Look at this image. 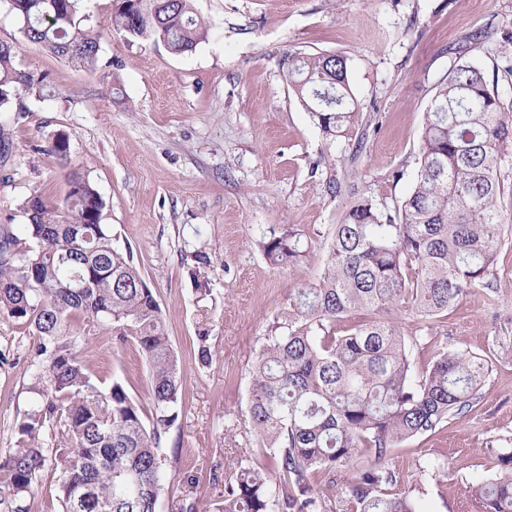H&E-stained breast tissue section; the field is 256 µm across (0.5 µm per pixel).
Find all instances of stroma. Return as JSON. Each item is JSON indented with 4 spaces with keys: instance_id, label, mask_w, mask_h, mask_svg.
Masks as SVG:
<instances>
[{
    "instance_id": "stroma-1",
    "label": "stroma",
    "mask_w": 512,
    "mask_h": 512,
    "mask_svg": "<svg viewBox=\"0 0 512 512\" xmlns=\"http://www.w3.org/2000/svg\"><path fill=\"white\" fill-rule=\"evenodd\" d=\"M82 6L101 31L92 72L24 41L17 17L0 9V41L19 44L15 64L36 80L17 109L0 112L11 145L0 158V223H26L21 204L35 191L65 195L47 147L67 134L71 159L94 182L118 242L131 245L181 362L183 411L169 436L179 450L168 458L157 512H176L185 498L215 512L237 461L273 469L247 406L255 356L290 289L317 282L349 191L388 206L409 194L450 49L476 29L512 27V0H192L209 30L181 55L112 29V0ZM289 51L347 57L370 118L360 151L323 137L281 65ZM291 226L307 257L280 269L260 242ZM494 286L497 302L469 293L426 332L416 314L396 316L416 370L434 344L492 365L469 408L383 461L400 476L395 493L422 512H483L476 484L512 450V240L499 252ZM202 333L213 356L206 367L195 356ZM32 341L0 317V454L31 402ZM83 344L102 383L127 381L146 400L149 369L133 345L115 348L111 331L94 323Z\"/></svg>"
}]
</instances>
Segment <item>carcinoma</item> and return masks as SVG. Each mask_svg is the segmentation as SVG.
<instances>
[{
    "label": "carcinoma",
    "mask_w": 512,
    "mask_h": 512,
    "mask_svg": "<svg viewBox=\"0 0 512 512\" xmlns=\"http://www.w3.org/2000/svg\"><path fill=\"white\" fill-rule=\"evenodd\" d=\"M23 38L86 70L98 63L100 33L81 0H7ZM110 25L152 38L170 52L191 51L207 33L191 0H115ZM491 41L509 45L512 31L481 29L465 50ZM19 46L0 42V109L34 79L14 66ZM292 88L323 135L360 144V112L340 54L284 55ZM65 170L64 198L31 194L21 229L0 224V316L33 336L29 408L14 420L13 448L0 455V507L30 512L45 471L55 475V512H156L167 455L183 402L180 363L162 311L129 248L101 222L104 202L69 140L49 146ZM420 167L410 194L391 213L376 199L350 202L334 229L317 283L293 289L288 312L259 349L248 415L259 441L273 450L276 478L245 458L218 512H329L342 494L353 512H420L415 500L384 493L396 472L381 464L399 443L443 427L470 407L490 373L477 356L435 345L416 375L390 314L436 318L470 290L495 299V266L504 239L500 173L512 154V114L483 70L453 62L436 87L422 126ZM82 237L73 236L74 227ZM277 268L305 257L294 228L262 243ZM372 314L346 334L349 314ZM133 342L149 367L148 401L120 380L103 387L83 354L85 325ZM64 447H46L47 432ZM354 468L337 484L336 473ZM325 489L316 491V477ZM486 512H512V451L477 486Z\"/></svg>",
    "instance_id": "carcinoma-1"
}]
</instances>
